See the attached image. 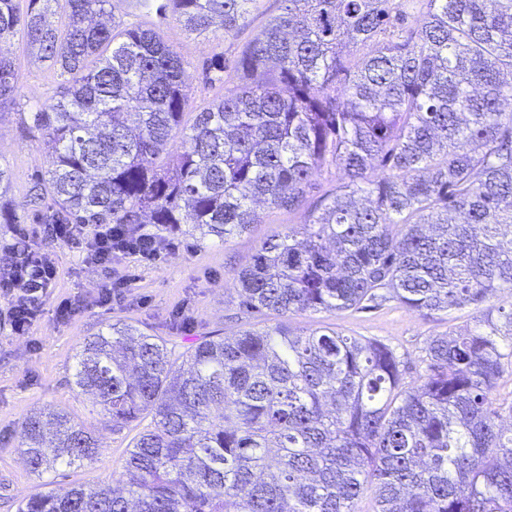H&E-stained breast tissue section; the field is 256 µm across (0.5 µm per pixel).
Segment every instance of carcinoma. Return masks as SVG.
Listing matches in <instances>:
<instances>
[{"instance_id": "1", "label": "carcinoma", "mask_w": 512, "mask_h": 512, "mask_svg": "<svg viewBox=\"0 0 512 512\" xmlns=\"http://www.w3.org/2000/svg\"><path fill=\"white\" fill-rule=\"evenodd\" d=\"M111 0H0V45L69 75L27 113L49 158L42 224H193L227 241L254 208L302 206L314 173L347 182L237 274L239 313H431L512 290V0H281L234 62L236 85L186 111L180 55ZM257 0H167L186 31H240ZM62 12L54 25L51 13ZM375 49L363 56L355 49ZM18 71L0 51V108ZM387 171L371 182L373 163ZM372 197L357 204L355 195ZM406 381L396 351L285 324L198 344L182 363L129 323L77 358L75 387L114 426L145 416L124 489L33 495L18 512H512V311L434 336ZM36 473L92 462L95 434L45 408L22 425Z\"/></svg>"}]
</instances>
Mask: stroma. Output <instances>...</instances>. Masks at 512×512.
Returning a JSON list of instances; mask_svg holds the SVG:
<instances>
[{
	"label": "stroma",
	"instance_id": "35a3bbf8",
	"mask_svg": "<svg viewBox=\"0 0 512 512\" xmlns=\"http://www.w3.org/2000/svg\"><path fill=\"white\" fill-rule=\"evenodd\" d=\"M280 7V0H258L255 20L246 29L231 34L216 29L198 36L188 34L172 12H157L150 0H112V11L122 26L150 23L179 53L188 75L187 109L191 112L207 106L225 90L211 67L216 57L232 65L261 26L279 14ZM6 48L18 66L19 96L16 105L0 110V166L11 175L10 188L0 197V205L15 209L21 223L32 225L36 210L29 202V190L48 163L40 134L24 123L23 115L50 102L65 77L49 63L31 61L21 39L11 40ZM303 221V211L262 207L257 224L248 234L226 242L201 237L192 225H182L176 235L177 251L162 252L148 263L131 256L116 259V275H132L133 281L113 300L111 309L93 307L64 324L54 319L55 302L73 296L92 299L102 277L67 245L48 244L58 275L47 290L44 311L29 336L15 335L9 323L0 320V512H17L22 500L41 491L62 494L74 486L114 484L123 471L133 437L151 423L145 417L122 427L106 426L93 400L77 392L74 374L85 339L107 324L128 322L165 341L178 358L196 343L238 334L244 327L243 319L237 316L239 269L266 238ZM478 315L471 307L424 315L390 300L364 311L285 317L270 312L255 318L254 324L266 329L282 322L293 328H314L323 323L348 336L378 339L397 349L408 379L414 380L424 368L427 341L474 326ZM49 407L69 411L76 421L94 431L100 444L96 461L62 466L40 476L29 471L20 447L21 424L33 410Z\"/></svg>",
	"mask_w": 512,
	"mask_h": 512
}]
</instances>
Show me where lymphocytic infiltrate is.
<instances>
[{"mask_svg": "<svg viewBox=\"0 0 512 512\" xmlns=\"http://www.w3.org/2000/svg\"><path fill=\"white\" fill-rule=\"evenodd\" d=\"M48 241L68 245L82 255L86 266L101 273L95 304L106 309L128 284L127 278L113 276L115 258L150 261L175 247L173 241L145 231L130 232L123 224H47L39 237L17 225L9 259L0 265V302L12 331L19 336L28 335L38 320L46 290L57 276V267L44 247Z\"/></svg>", "mask_w": 512, "mask_h": 512, "instance_id": "obj_1", "label": "lymphocytic infiltrate"}]
</instances>
